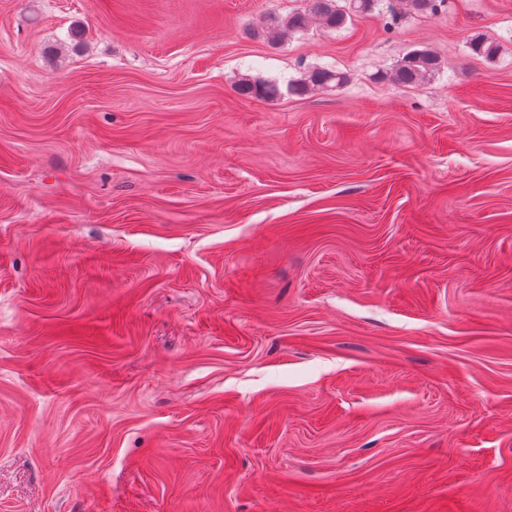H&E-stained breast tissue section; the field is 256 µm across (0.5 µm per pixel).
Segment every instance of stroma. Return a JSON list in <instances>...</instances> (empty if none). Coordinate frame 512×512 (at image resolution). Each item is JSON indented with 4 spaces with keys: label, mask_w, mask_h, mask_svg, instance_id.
I'll return each instance as SVG.
<instances>
[{
    "label": "stroma",
    "mask_w": 512,
    "mask_h": 512,
    "mask_svg": "<svg viewBox=\"0 0 512 512\" xmlns=\"http://www.w3.org/2000/svg\"><path fill=\"white\" fill-rule=\"evenodd\" d=\"M309 5L0 0V512H512V0ZM337 0H312V6L307 11L294 12L288 14L284 19L271 31L272 37H276L288 31V33H296L304 30L309 22V13L319 17L323 24L330 29L337 30L346 26L348 20H352L353 16H362L372 12L382 0H356L357 5H362L360 10L351 8L352 0H346L347 10L341 9L336 5ZM439 67V60L432 52L416 50L407 54L395 66L391 79L403 86H419L428 81ZM346 81L347 76L344 72L329 68H315L311 70L303 80H301L298 86L292 88V90L299 93L310 86L319 87L336 85V87H338L346 83Z\"/></svg>",
    "instance_id": "stroma-1"
}]
</instances>
